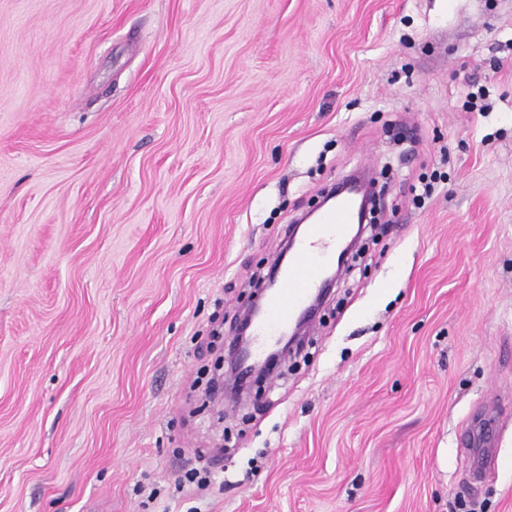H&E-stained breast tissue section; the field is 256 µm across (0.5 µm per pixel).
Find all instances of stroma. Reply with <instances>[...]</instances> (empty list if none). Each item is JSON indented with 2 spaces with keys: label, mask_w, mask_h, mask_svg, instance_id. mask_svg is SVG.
<instances>
[{
  "label": "stroma",
  "mask_w": 512,
  "mask_h": 512,
  "mask_svg": "<svg viewBox=\"0 0 512 512\" xmlns=\"http://www.w3.org/2000/svg\"><path fill=\"white\" fill-rule=\"evenodd\" d=\"M358 168L310 336L212 398V319ZM90 504L512 512V0H0V512ZM352 188L356 194H361V201L359 205V215L360 220L363 222L366 220L367 215L371 212H374L376 208L375 195L374 192L364 183L359 180H347L336 186V188L331 191L326 196V200L331 199L333 197H337L343 191Z\"/></svg>",
  "instance_id": "35a3bbf8"
}]
</instances>
